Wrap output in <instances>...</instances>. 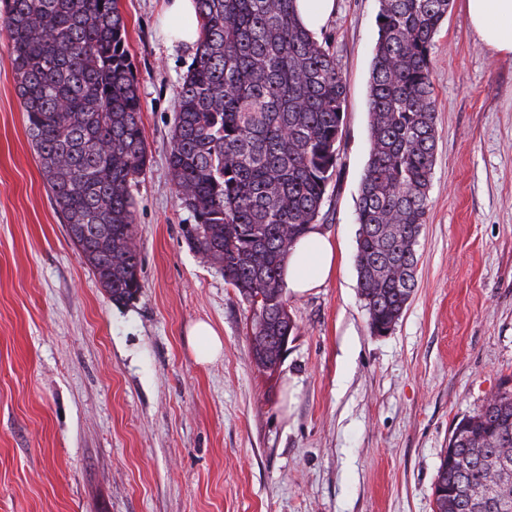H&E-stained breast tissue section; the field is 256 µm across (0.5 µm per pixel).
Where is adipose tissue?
Returning <instances> with one entry per match:
<instances>
[{
	"instance_id": "obj_1",
	"label": "adipose tissue",
	"mask_w": 512,
	"mask_h": 512,
	"mask_svg": "<svg viewBox=\"0 0 512 512\" xmlns=\"http://www.w3.org/2000/svg\"><path fill=\"white\" fill-rule=\"evenodd\" d=\"M466 19L486 47L512 56V0H467ZM163 30L170 41L197 44L196 0H168ZM336 263L335 241L320 230H312L294 247L284 281L293 293H308L334 275Z\"/></svg>"
}]
</instances>
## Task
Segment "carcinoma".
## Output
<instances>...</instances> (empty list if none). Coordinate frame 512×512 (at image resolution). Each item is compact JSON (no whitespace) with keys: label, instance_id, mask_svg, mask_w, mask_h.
Returning a JSON list of instances; mask_svg holds the SVG:
<instances>
[{"label":"carcinoma","instance_id":"cac0c4a2","mask_svg":"<svg viewBox=\"0 0 512 512\" xmlns=\"http://www.w3.org/2000/svg\"><path fill=\"white\" fill-rule=\"evenodd\" d=\"M26 133L72 244L117 305L137 298L132 187L149 165L119 0H0ZM200 39L179 84L167 163L194 223L185 237L253 311L250 355L274 373L294 334L284 270L315 229L341 167L346 82L296 0H196ZM370 154L357 202L356 271L370 332L394 329L416 286L436 150L433 39L450 0H379ZM512 388L454 424L436 512H499L512 483Z\"/></svg>","mask_w":512,"mask_h":512}]
</instances>
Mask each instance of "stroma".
<instances>
[{
  "instance_id": "stroma-1",
  "label": "stroma",
  "mask_w": 512,
  "mask_h": 512,
  "mask_svg": "<svg viewBox=\"0 0 512 512\" xmlns=\"http://www.w3.org/2000/svg\"><path fill=\"white\" fill-rule=\"evenodd\" d=\"M163 0H120L150 165L133 188L142 284L114 305L54 210L0 29V512H435L453 424L512 377V57L451 0L432 58L436 160L417 285L372 335L357 288L378 0H337L322 31L347 82L342 166L318 221L336 274L286 292L278 371L250 356L252 311L187 243L167 167L194 48ZM210 322L222 356L196 362ZM189 343L193 347L196 360L207 363L218 358L224 350L220 333L209 323L196 322L188 331Z\"/></svg>"
}]
</instances>
